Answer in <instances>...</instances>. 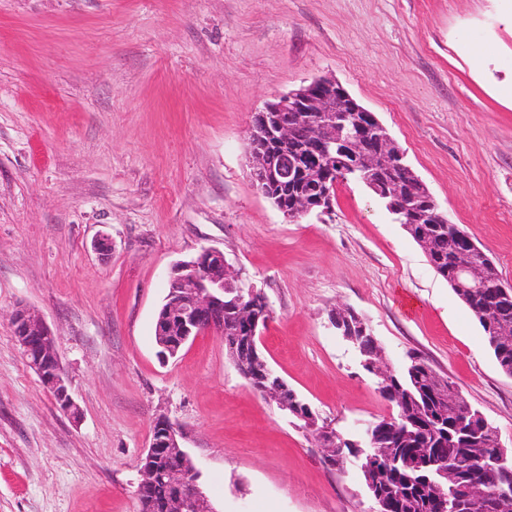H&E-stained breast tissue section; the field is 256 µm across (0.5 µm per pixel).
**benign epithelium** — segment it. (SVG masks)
Instances as JSON below:
<instances>
[{
  "instance_id": "7a95c632",
  "label": "benign epithelium",
  "mask_w": 512,
  "mask_h": 512,
  "mask_svg": "<svg viewBox=\"0 0 512 512\" xmlns=\"http://www.w3.org/2000/svg\"><path fill=\"white\" fill-rule=\"evenodd\" d=\"M249 141L252 174L258 189L293 221L312 212L331 213L335 195L330 192V184L349 175L374 190L401 224L448 223L427 186L405 162L404 151L377 116L334 79L316 78L267 103L252 117ZM394 167L401 170L403 177L396 176L384 183L376 180L378 174ZM290 190L293 197L287 204L283 194ZM422 198L426 203H420ZM451 233L464 242L454 257L452 286L469 291L484 287L483 267L494 266L493 261L487 256L483 257L485 263L477 261L480 250L460 227L453 226ZM237 282V273L224 253L214 248H204L194 259L173 266L168 273L165 304L156 316L157 335L164 337L159 343V354L174 357L189 340L203 333L224 335V287H237ZM238 291L248 296V305L240 318L252 336L249 346L244 348L225 342L229 356L256 394L286 410L288 384L280 381L267 386L262 379L273 374L260 349L262 329L271 313L269 301L254 288L238 287ZM477 316L489 324L492 345L512 341V323L495 320L490 310H479ZM12 326L23 354L42 383L52 390L60 409L78 417L80 409L66 385L57 338L50 327L26 308L13 314ZM353 347L377 382L388 381L393 368L380 349L371 350L356 343ZM441 396L456 408L453 417L461 434H473V425L477 424L482 433L500 440L497 429L478 410L469 403H458L456 387L442 389ZM379 426L378 421L368 424L361 433L362 442L355 443L360 451L353 458L363 471L374 461L389 462L387 454L379 450ZM297 428L313 435L323 448L332 447L338 436L332 424L319 423L315 414ZM183 439L178 423L164 416L156 418L145 465L139 468L137 494L146 503L145 512H214ZM477 466L497 477L503 500L511 502L512 457L507 451L502 448L492 459L480 458ZM159 482L170 488V496L156 504L146 498V492ZM453 484L456 498L448 499V512H453L451 504L457 499L479 502V485L456 480Z\"/></svg>"
}]
</instances>
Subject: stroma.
Returning a JSON list of instances; mask_svg holds the SVG:
<instances>
[{
  "label": "stroma",
  "mask_w": 512,
  "mask_h": 512,
  "mask_svg": "<svg viewBox=\"0 0 512 512\" xmlns=\"http://www.w3.org/2000/svg\"><path fill=\"white\" fill-rule=\"evenodd\" d=\"M321 76L512 283V0H0V512H140L161 415L216 512H370L360 469L326 466L219 336L159 358L164 277L205 247L264 292L268 363L346 437L392 407L339 307L392 366L417 355L455 381L512 451V377L377 198L342 183L332 215L292 224L257 189L253 113ZM21 306L56 336L80 419L16 342Z\"/></svg>",
  "instance_id": "1"
}]
</instances>
